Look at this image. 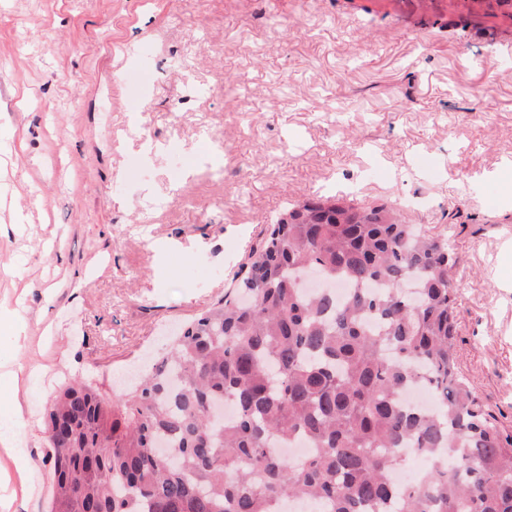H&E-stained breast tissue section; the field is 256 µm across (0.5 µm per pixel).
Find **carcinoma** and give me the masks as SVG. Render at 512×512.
<instances>
[{
    "label": "carcinoma",
    "mask_w": 512,
    "mask_h": 512,
    "mask_svg": "<svg viewBox=\"0 0 512 512\" xmlns=\"http://www.w3.org/2000/svg\"><path fill=\"white\" fill-rule=\"evenodd\" d=\"M446 234L346 193L265 226L237 285L114 399L73 378L45 422L50 512H512V435L458 373ZM350 288L308 287L310 274ZM420 384L432 415L403 395ZM229 399L231 420L214 408ZM293 440L313 452L296 464ZM423 484H393L409 451Z\"/></svg>",
    "instance_id": "obj_1"
}]
</instances>
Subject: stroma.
I'll return each instance as SVG.
<instances>
[{
  "label": "stroma",
  "instance_id": "stroma-1",
  "mask_svg": "<svg viewBox=\"0 0 512 512\" xmlns=\"http://www.w3.org/2000/svg\"><path fill=\"white\" fill-rule=\"evenodd\" d=\"M337 191L451 235L457 365L512 434V5L0 0V303L25 323L0 419L23 388L37 433L0 446L6 512H47L59 386L122 396L265 224Z\"/></svg>",
  "mask_w": 512,
  "mask_h": 512
}]
</instances>
